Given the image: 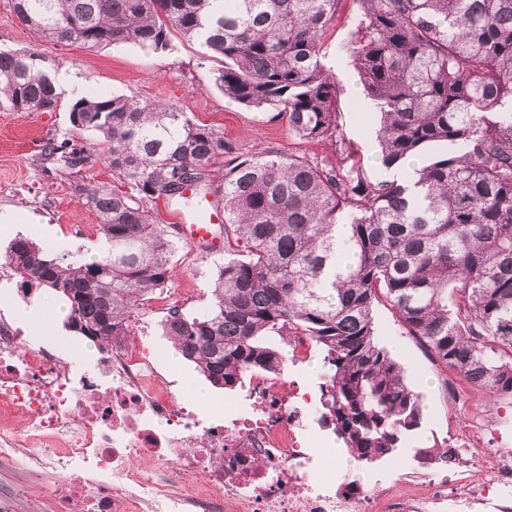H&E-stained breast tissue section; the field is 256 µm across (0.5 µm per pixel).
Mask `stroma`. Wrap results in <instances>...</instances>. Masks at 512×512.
I'll return each mask as SVG.
<instances>
[{
    "label": "stroma",
    "instance_id": "obj_1",
    "mask_svg": "<svg viewBox=\"0 0 512 512\" xmlns=\"http://www.w3.org/2000/svg\"><path fill=\"white\" fill-rule=\"evenodd\" d=\"M357 24L353 0H340L336 18L326 32L322 62L335 74L339 88L340 134L338 140L298 139L288 129L286 117L275 108L253 109L226 99L213 84L218 67L205 48L195 41L172 39L166 50L154 51L131 44L110 45L94 51L57 47L37 41L11 12L7 0H0V48L30 49L60 61L59 106L49 112H16L0 106V216L15 217L12 225H0V246L16 235L40 244L50 255L79 253L92 259L99 242L96 215L82 207L73 190L74 180L88 184L105 183L117 192L130 191L126 180L113 178L111 169L97 156V138L92 133L74 136L70 107L77 97L123 95L141 102L167 103L186 112L194 121L212 126L234 152L251 155L265 148L300 154L310 160L340 168L362 165L371 177L392 181L402 177L399 168L382 167L378 160L376 125L371 112H359L354 102L363 97L359 76L346 50ZM79 94H71L70 86ZM76 138L88 157L78 177L46 163L42 150L47 141ZM224 261L223 249L205 251L175 241L169 255L171 281L162 293L184 297L186 315H199L212 305L211 284L215 269ZM134 335H147L152 350L163 353L162 369L175 389L198 391L206 379L174 349L163 336L162 316L153 303L134 310L129 317ZM376 340L393 348L411 387L421 393L424 403L422 426L417 432L421 446L446 445L450 424L483 419L503 436L512 438V396L487 402L484 392L469 385L453 369L436 362L409 336L395 311L382 302L374 308ZM456 381L459 397L448 400V381ZM316 431L329 442L331 468L322 470L323 479L344 484L369 485L382 470L394 474L417 471L411 452L384 458L376 464L352 469L343 465L348 452L331 429L316 424Z\"/></svg>",
    "mask_w": 512,
    "mask_h": 512
}]
</instances>
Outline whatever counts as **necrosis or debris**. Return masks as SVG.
<instances>
[{
  "label": "necrosis or debris",
  "instance_id": "4bbe7bcc",
  "mask_svg": "<svg viewBox=\"0 0 512 512\" xmlns=\"http://www.w3.org/2000/svg\"><path fill=\"white\" fill-rule=\"evenodd\" d=\"M161 360L129 335L91 366L52 344L32 353L0 313V512H26L20 463L53 478L54 512H512V446L485 465L479 444L497 433L483 423L453 430L439 478L336 486L317 477L304 388L256 377L248 406L205 422Z\"/></svg>",
  "mask_w": 512,
  "mask_h": 512
}]
</instances>
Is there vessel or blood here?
Wrapping results in <instances>:
<instances>
[{
  "mask_svg": "<svg viewBox=\"0 0 512 512\" xmlns=\"http://www.w3.org/2000/svg\"><path fill=\"white\" fill-rule=\"evenodd\" d=\"M183 197L184 205L171 211L179 237L193 246L214 242L215 229L224 222L223 209L192 187L184 190Z\"/></svg>",
  "mask_w": 512,
  "mask_h": 512,
  "instance_id": "obj_1",
  "label": "vessel or blood"
}]
</instances>
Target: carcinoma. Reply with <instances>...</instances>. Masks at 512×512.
I'll return each mask as SVG.
<instances>
[{
  "instance_id": "cac0c4a2",
  "label": "carcinoma",
  "mask_w": 512,
  "mask_h": 512,
  "mask_svg": "<svg viewBox=\"0 0 512 512\" xmlns=\"http://www.w3.org/2000/svg\"><path fill=\"white\" fill-rule=\"evenodd\" d=\"M338 0H10L12 13L55 46L129 43L165 50L171 37L201 42L221 66L214 84L247 107L276 106L306 141L336 137L339 89L321 63ZM348 45L374 105L381 163L424 164L401 180L373 181L300 155H232L224 136L171 105L113 96L70 108L77 133L133 192L75 185L98 219L91 261L51 256L16 236L0 258L21 285L66 302V326L93 343L125 334L147 296L165 287L173 242L155 200L205 190L224 205V252L212 306L164 320L184 359L215 387L251 372H280L269 336L309 337L322 354L319 421L350 455L373 464L421 428V395L375 340L373 309L386 300L410 336L489 399L512 395V0H353ZM0 98L16 112H49L60 93L54 64L0 49ZM45 160L67 173L84 148L48 142ZM423 466L448 450L414 447Z\"/></svg>"
}]
</instances>
